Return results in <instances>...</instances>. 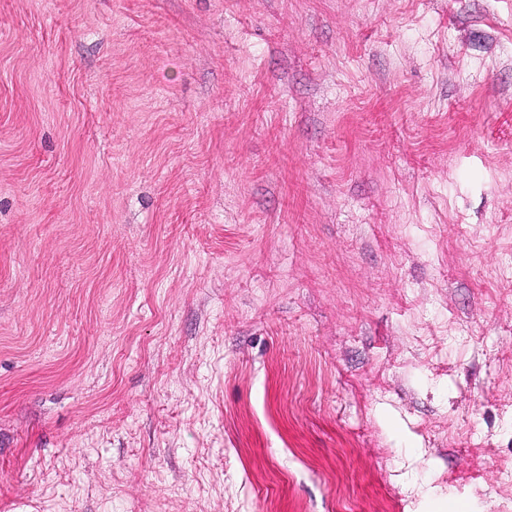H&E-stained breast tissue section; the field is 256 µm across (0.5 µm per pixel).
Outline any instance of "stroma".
<instances>
[{
	"label": "stroma",
	"instance_id": "1",
	"mask_svg": "<svg viewBox=\"0 0 512 512\" xmlns=\"http://www.w3.org/2000/svg\"><path fill=\"white\" fill-rule=\"evenodd\" d=\"M0 512H512V0H0Z\"/></svg>",
	"mask_w": 512,
	"mask_h": 512
}]
</instances>
